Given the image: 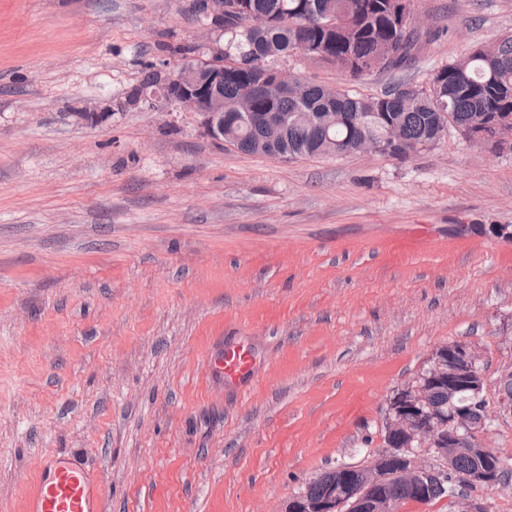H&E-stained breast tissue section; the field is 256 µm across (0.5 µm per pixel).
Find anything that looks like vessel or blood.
<instances>
[{
	"instance_id": "1",
	"label": "vessel or blood",
	"mask_w": 512,
	"mask_h": 512,
	"mask_svg": "<svg viewBox=\"0 0 512 512\" xmlns=\"http://www.w3.org/2000/svg\"><path fill=\"white\" fill-rule=\"evenodd\" d=\"M253 362L249 350L229 346L219 367L226 379L237 380L250 374ZM25 512H102L95 472L77 458L44 455L27 496Z\"/></svg>"
}]
</instances>
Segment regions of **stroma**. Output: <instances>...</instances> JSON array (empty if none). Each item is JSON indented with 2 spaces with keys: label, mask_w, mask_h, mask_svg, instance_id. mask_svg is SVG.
Listing matches in <instances>:
<instances>
[{
  "label": "stroma",
  "mask_w": 512,
  "mask_h": 512,
  "mask_svg": "<svg viewBox=\"0 0 512 512\" xmlns=\"http://www.w3.org/2000/svg\"><path fill=\"white\" fill-rule=\"evenodd\" d=\"M407 69L315 85L375 95L512 32V0H413ZM192 0H0V512L44 455L84 457L107 512H282L381 450L432 353L512 364V148L456 130L405 160L286 161L145 109L149 72L223 46ZM248 347L247 385L215 368Z\"/></svg>",
  "instance_id": "1"
}]
</instances>
